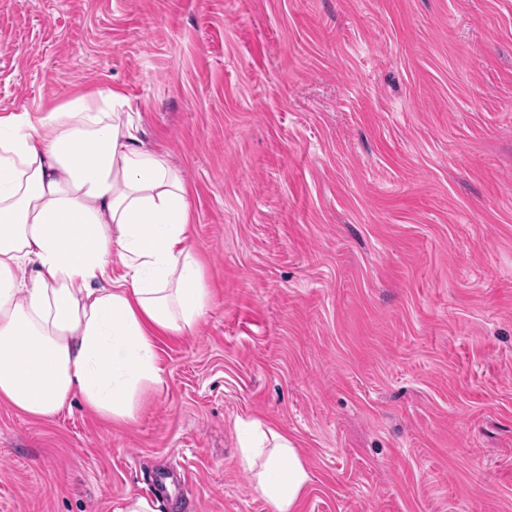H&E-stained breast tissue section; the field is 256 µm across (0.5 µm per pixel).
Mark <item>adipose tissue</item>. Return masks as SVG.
<instances>
[{
  "label": "adipose tissue",
  "mask_w": 512,
  "mask_h": 512,
  "mask_svg": "<svg viewBox=\"0 0 512 512\" xmlns=\"http://www.w3.org/2000/svg\"><path fill=\"white\" fill-rule=\"evenodd\" d=\"M141 133L113 90L0 117V401L29 418L77 395L134 421L161 380L158 337L191 333L210 306L190 187ZM238 427L256 488L297 512L311 476L294 439L256 418Z\"/></svg>",
  "instance_id": "obj_1"
}]
</instances>
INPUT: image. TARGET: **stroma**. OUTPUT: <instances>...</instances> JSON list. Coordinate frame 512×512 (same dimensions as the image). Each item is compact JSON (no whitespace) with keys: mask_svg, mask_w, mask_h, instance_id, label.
I'll list each match as a JSON object with an SVG mask.
<instances>
[{"mask_svg":"<svg viewBox=\"0 0 512 512\" xmlns=\"http://www.w3.org/2000/svg\"><path fill=\"white\" fill-rule=\"evenodd\" d=\"M123 93L212 305L136 420L0 402V512H512V0H0V116ZM183 467L160 495L149 470ZM242 467L253 474L255 486L276 512H297L311 481L309 469L287 433L252 418L241 419ZM264 457L258 472L256 460Z\"/></svg>","mask_w":512,"mask_h":512,"instance_id":"35a3bbf8","label":"stroma"}]
</instances>
